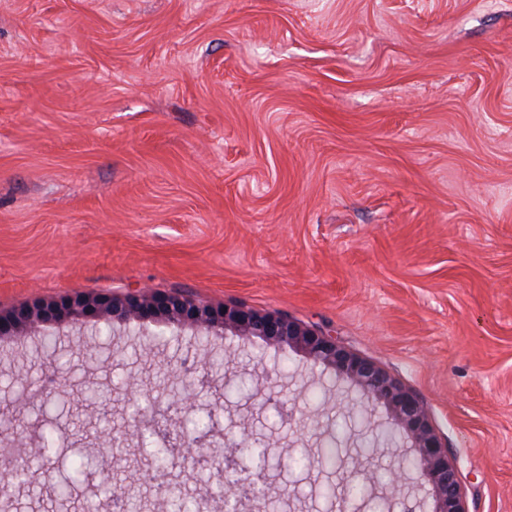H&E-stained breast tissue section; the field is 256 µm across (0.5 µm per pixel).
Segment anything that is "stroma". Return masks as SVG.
Listing matches in <instances>:
<instances>
[{"instance_id":"1","label":"stroma","mask_w":512,"mask_h":512,"mask_svg":"<svg viewBox=\"0 0 512 512\" xmlns=\"http://www.w3.org/2000/svg\"><path fill=\"white\" fill-rule=\"evenodd\" d=\"M143 291L330 332L422 397L467 512H512V0H0V312ZM270 393L289 512L330 505L289 458L335 444L362 483L400 452L356 411L340 435L334 374L258 339L0 337L9 438L57 416L141 512L169 509L139 442L112 466L93 445L130 399ZM59 471L12 512H63Z\"/></svg>"}]
</instances>
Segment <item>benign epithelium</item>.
Listing matches in <instances>:
<instances>
[{
  "mask_svg": "<svg viewBox=\"0 0 512 512\" xmlns=\"http://www.w3.org/2000/svg\"><path fill=\"white\" fill-rule=\"evenodd\" d=\"M102 321L109 326L116 321L124 324L161 321L179 327L219 328L242 339L259 338L284 352L293 349L303 353L314 366L334 373L337 381L357 390L369 405L384 408L385 421L371 427L374 439L388 441L400 436L405 452L399 455L401 463L390 467L389 480L384 485L387 512H412L417 506L411 493L405 490V474L410 468L417 473L420 486L428 489L431 498L428 512H467L458 471L448 458L447 444L429 421L423 399L373 362L346 350L333 335L285 316L262 315L236 304L204 305L177 293L127 294L122 298L100 294L62 297L50 303L26 304L5 315L0 313V335H13L34 324L81 322L95 327ZM192 407L191 400L171 406L166 409L161 425L152 431L173 447L209 449L211 467L224 473L225 484L240 488L233 512H266L268 500L251 492L249 478L239 469V453L255 440L253 433L246 428L240 440L231 442L220 432L210 431L195 438L174 433L178 414L187 413ZM158 410L159 406L151 404L140 413L135 424L124 428L123 437L140 434L147 418ZM98 447L107 461L121 459V441L112 432L101 433Z\"/></svg>",
  "mask_w": 512,
  "mask_h": 512,
  "instance_id": "obj_1",
  "label": "benign epithelium"
}]
</instances>
